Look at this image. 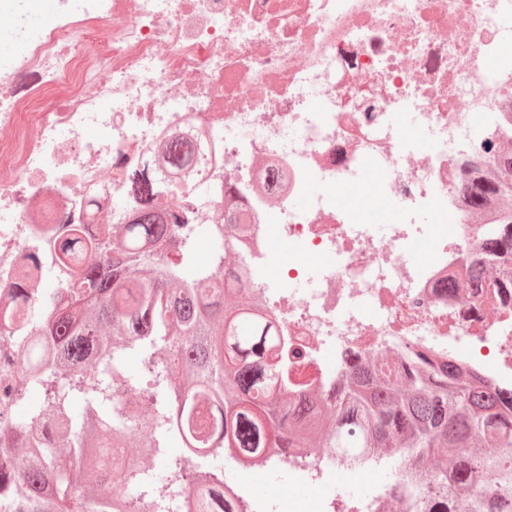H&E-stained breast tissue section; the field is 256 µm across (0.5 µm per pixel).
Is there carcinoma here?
Listing matches in <instances>:
<instances>
[{
    "mask_svg": "<svg viewBox=\"0 0 512 512\" xmlns=\"http://www.w3.org/2000/svg\"><path fill=\"white\" fill-rule=\"evenodd\" d=\"M199 148L167 141L166 166L137 170L134 222L56 233L66 282L40 289L23 322L33 335L4 337L17 362L0 376V512H173L180 496L186 512H239L224 456L265 470L321 448L353 468L391 467L378 512L398 499L407 512H512V395L423 350L397 367L372 352L337 382L296 377L303 353L246 288V267L228 264L224 229L156 209L158 180L186 173ZM496 165L494 176L462 174L471 214L498 228L460 291L512 263V146ZM203 235L216 241L205 263Z\"/></svg>",
    "mask_w": 512,
    "mask_h": 512,
    "instance_id": "carcinoma-1",
    "label": "carcinoma"
}]
</instances>
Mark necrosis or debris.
Returning <instances> with one entry per match:
<instances>
[{
	"label": "necrosis or debris",
	"mask_w": 512,
	"mask_h": 512,
	"mask_svg": "<svg viewBox=\"0 0 512 512\" xmlns=\"http://www.w3.org/2000/svg\"><path fill=\"white\" fill-rule=\"evenodd\" d=\"M48 2L41 26L0 0V335L40 300L14 294L20 257L49 260L62 224L131 223L126 157L199 132V169L158 202L203 224L238 202L233 257L308 373L425 349L512 390V298L448 287L492 230L461 175L512 141V0ZM315 458L302 479L337 512L355 471Z\"/></svg>",
	"instance_id": "4bbe7bcc"
}]
</instances>
